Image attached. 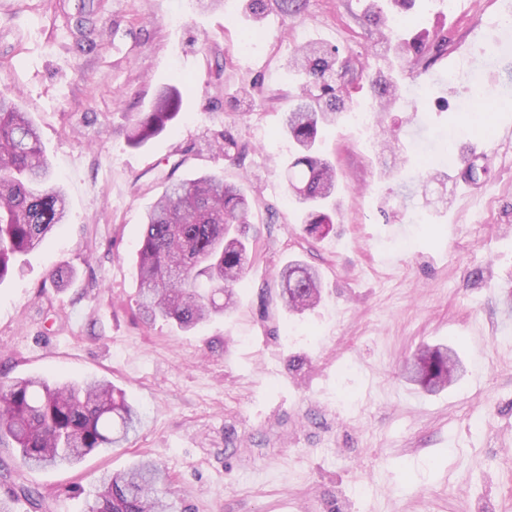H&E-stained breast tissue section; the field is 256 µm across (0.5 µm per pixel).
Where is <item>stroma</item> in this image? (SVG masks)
<instances>
[{
	"mask_svg": "<svg viewBox=\"0 0 512 512\" xmlns=\"http://www.w3.org/2000/svg\"><path fill=\"white\" fill-rule=\"evenodd\" d=\"M502 0H415L410 33L445 38L403 68L418 109L324 126L340 215L313 238L287 188L283 127L304 39L351 65L393 63L359 0L271 10L238 52L243 0H0V87L39 128L68 217L0 283V375L94 378L142 416L123 447L72 468L27 470L0 447L13 512H87L101 472L153 458L171 512H512V44L489 48ZM462 75L449 87L448 77ZM190 83L173 130L140 147L126 131L158 88ZM232 136L238 157H224ZM481 154L477 195L458 173ZM216 174L251 202L250 269L236 306L184 331L137 306L143 215L169 179ZM316 267L320 303L290 313L277 272ZM62 282H54L55 271ZM464 371L429 393L403 366L423 344ZM480 427H472L473 419Z\"/></svg>",
	"mask_w": 512,
	"mask_h": 512,
	"instance_id": "1",
	"label": "stroma"
}]
</instances>
